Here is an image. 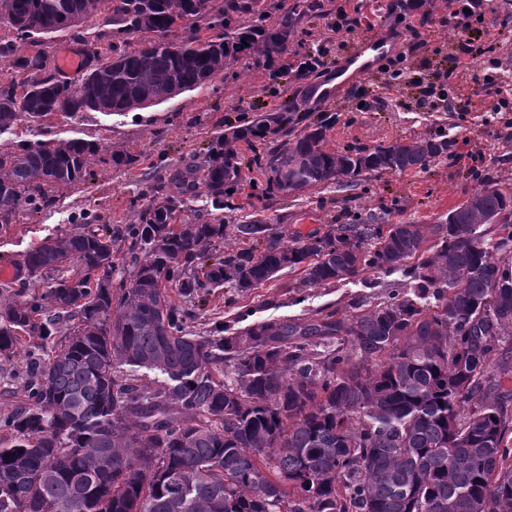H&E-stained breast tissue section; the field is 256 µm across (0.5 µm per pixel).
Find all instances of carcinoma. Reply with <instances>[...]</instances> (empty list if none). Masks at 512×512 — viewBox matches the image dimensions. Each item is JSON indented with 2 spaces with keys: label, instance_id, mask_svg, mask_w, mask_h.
Listing matches in <instances>:
<instances>
[{
  "label": "carcinoma",
  "instance_id": "obj_1",
  "mask_svg": "<svg viewBox=\"0 0 512 512\" xmlns=\"http://www.w3.org/2000/svg\"><path fill=\"white\" fill-rule=\"evenodd\" d=\"M329 0H0V135L53 117L122 114L202 89L244 61L306 79L321 48L290 38ZM278 19L269 21L272 12ZM69 36L80 75L56 62ZM145 42L128 47L133 34ZM96 48L86 49L87 38ZM298 102L212 137L203 161L154 176L135 223L82 221L32 244L29 279L0 296V361L25 381L0 416V512H512V190L485 182L446 223L326 224L286 236L228 224L243 169L254 197L424 171L454 140L326 147ZM251 149L248 158L238 147ZM139 160L94 140L0 151V228L57 206L93 167ZM204 194L211 209L190 202ZM244 247L229 248L228 239ZM303 287L375 270L401 283L300 322L208 335L192 302L282 271Z\"/></svg>",
  "mask_w": 512,
  "mask_h": 512
}]
</instances>
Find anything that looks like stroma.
<instances>
[{"mask_svg":"<svg viewBox=\"0 0 512 512\" xmlns=\"http://www.w3.org/2000/svg\"><path fill=\"white\" fill-rule=\"evenodd\" d=\"M360 4L369 8L373 2L332 0L331 15L307 18L298 25L292 50L301 53L317 45L325 49V67L304 81L275 82L237 65L217 75L205 88L145 110L111 116L87 112L76 121L57 119L45 126L42 135L47 139L82 137L138 151L142 157L126 171L94 166L92 178L68 191L56 208L33 219L21 217L0 232V268L21 266L32 242L70 227L72 220L82 215L100 217L115 227L133 223L151 168L185 164L201 155L209 139L226 126L247 123L295 97L307 98L311 120L326 124L331 149L444 133L454 138L455 145L448 157L427 170L367 176L351 191L331 185L255 201L246 184L235 196L236 211L225 212V219L235 221L251 214L304 234L327 224H352L369 213L390 224L428 225L461 204L481 179L512 187V91H505L502 85L504 77H512V39L498 34L503 17L512 16V0H482L498 65L480 57L470 70L449 75L434 88L432 100L438 108L433 112L420 110L416 81L430 78L436 61L455 52L459 28L448 0H425L424 9L432 18L428 49L416 48L408 35L397 38L395 51L405 57L400 72H376L366 85H351L331 102L310 100L313 87L362 41L359 32L336 39L327 30L337 15L354 13ZM464 95L470 96L471 104L462 112L458 103ZM398 279L395 273L368 271L354 282L302 290L299 273H286L237 297L224 288L211 293L205 303L192 306L191 326L202 334L216 322L236 325L243 313L252 323L285 317L304 320L321 310L343 313L362 297L381 292Z\"/></svg>","mask_w":512,"mask_h":512,"instance_id":"obj_1","label":"stroma"}]
</instances>
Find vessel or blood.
<instances>
[{"instance_id":"1","label":"vessel or blood","mask_w":512,"mask_h":512,"mask_svg":"<svg viewBox=\"0 0 512 512\" xmlns=\"http://www.w3.org/2000/svg\"><path fill=\"white\" fill-rule=\"evenodd\" d=\"M390 47L387 34L380 32L368 36L337 63L328 82L314 88V96L328 102L338 98L350 85L370 79L375 72L377 57L388 52Z\"/></svg>"}]
</instances>
